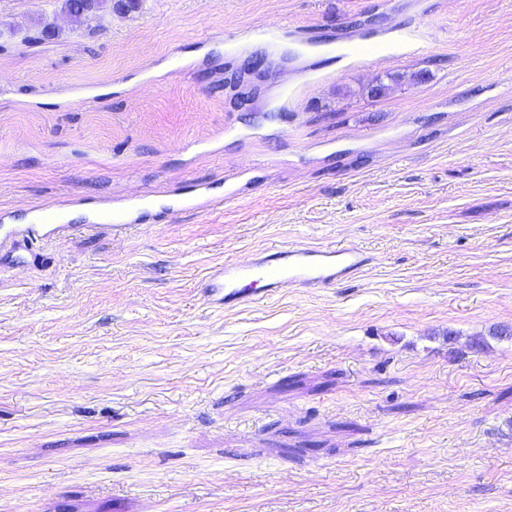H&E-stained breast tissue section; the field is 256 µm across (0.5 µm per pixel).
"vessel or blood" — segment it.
Wrapping results in <instances>:
<instances>
[{
    "mask_svg": "<svg viewBox=\"0 0 512 512\" xmlns=\"http://www.w3.org/2000/svg\"><path fill=\"white\" fill-rule=\"evenodd\" d=\"M57 212L44 209L30 224L0 225V261L39 263L49 242L74 232ZM371 261L361 248L342 242L307 247L271 246L244 260L212 268L207 275L209 304L227 307L259 303L280 289L329 288L355 278Z\"/></svg>",
    "mask_w": 512,
    "mask_h": 512,
    "instance_id": "vessel-or-blood-1",
    "label": "vessel or blood"
}]
</instances>
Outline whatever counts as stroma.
Returning a JSON list of instances; mask_svg holds the SVG:
<instances>
[{"instance_id": "35a3bbf8", "label": "stroma", "mask_w": 512, "mask_h": 512, "mask_svg": "<svg viewBox=\"0 0 512 512\" xmlns=\"http://www.w3.org/2000/svg\"><path fill=\"white\" fill-rule=\"evenodd\" d=\"M197 184L0 269V512H512V0H0V225ZM330 242L369 266L205 301ZM61 10L65 12L74 23L79 26L90 27L98 19L99 13L105 9L112 0H95L89 4L86 0H62ZM371 261L342 242L307 247L271 246L249 259L224 262L207 275V302L230 307L259 303L281 288H330L361 274Z\"/></svg>"}]
</instances>
